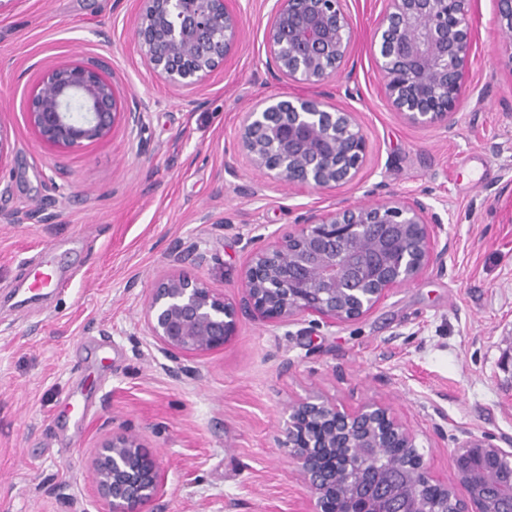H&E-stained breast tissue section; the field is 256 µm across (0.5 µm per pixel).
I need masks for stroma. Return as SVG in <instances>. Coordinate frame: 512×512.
I'll list each match as a JSON object with an SVG mask.
<instances>
[{
    "instance_id": "35a3bbf8",
    "label": "stroma",
    "mask_w": 512,
    "mask_h": 512,
    "mask_svg": "<svg viewBox=\"0 0 512 512\" xmlns=\"http://www.w3.org/2000/svg\"><path fill=\"white\" fill-rule=\"evenodd\" d=\"M239 5L241 46L191 93L143 63L137 0L0 5V512H105L92 459L123 429L162 468L150 512H308L278 438L284 410L313 393L350 410L386 404L442 481L456 428L512 434V63L495 0L474 4V92L448 128L392 110L373 51L385 2L348 0L347 62L317 92L356 111L369 151L355 182L321 194L265 184L237 149L257 98L298 91L268 65L266 0ZM72 61L99 66L141 123L117 121L106 139L66 152L42 145L28 98L46 71ZM392 193L441 214L452 241L445 271L345 324L241 316L224 348L169 371L143 312L172 251L206 254L185 269L237 303L252 250L277 229ZM45 254L63 286L33 299Z\"/></svg>"
}]
</instances>
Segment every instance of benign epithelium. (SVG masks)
Segmentation results:
<instances>
[{
  "instance_id": "1",
  "label": "benign epithelium",
  "mask_w": 512,
  "mask_h": 512,
  "mask_svg": "<svg viewBox=\"0 0 512 512\" xmlns=\"http://www.w3.org/2000/svg\"><path fill=\"white\" fill-rule=\"evenodd\" d=\"M475 0H386L374 33L379 80L392 108L410 124L453 123L471 92ZM498 29L512 50V0H497ZM154 75L178 89L201 86L241 43L238 15L226 0H140L134 30ZM269 66L291 82L318 86L346 62L351 17L346 0H272L266 30ZM121 115L111 82L88 63L47 71L29 97L28 121L59 151L106 139ZM238 147L273 182L323 193L354 182L367 140L353 111L311 95L258 100L244 113ZM444 222L416 196L311 211L255 248L244 296L233 304L182 269L192 251L175 250L171 269L151 289L146 333L183 371L237 334L240 315L266 323L318 316L358 320L393 289L416 283L444 263ZM280 447L307 490L311 512H512V436L501 444L456 440L452 477L431 474L416 438L384 404L349 411L319 394L290 404ZM108 512H147L160 495L157 457L130 431L105 438L92 461Z\"/></svg>"
}]
</instances>
